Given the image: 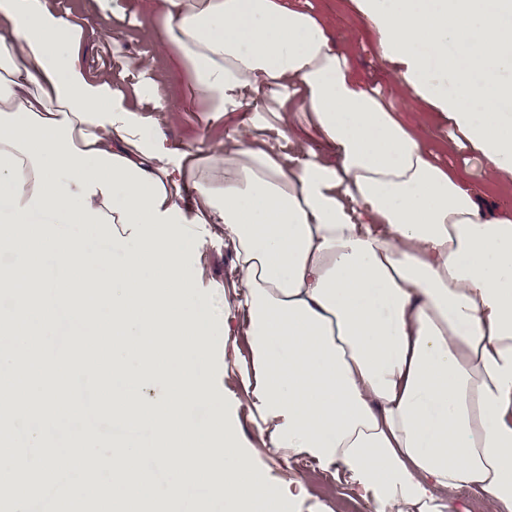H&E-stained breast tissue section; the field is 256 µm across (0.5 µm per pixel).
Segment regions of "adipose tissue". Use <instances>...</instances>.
<instances>
[{
	"label": "adipose tissue",
	"instance_id": "adipose-tissue-1",
	"mask_svg": "<svg viewBox=\"0 0 512 512\" xmlns=\"http://www.w3.org/2000/svg\"><path fill=\"white\" fill-rule=\"evenodd\" d=\"M354 3L403 66L395 87L459 139L425 144L295 0H164L147 36L224 115L222 139L173 144L129 103L170 107L148 58L128 59L125 94L86 67L70 17L0 0V340L79 325L67 341L101 415L151 436L101 447L117 512H180L191 486L224 512L278 499L236 425L191 417L214 336L187 261L213 225L234 251L224 388L242 389L260 446L380 488L373 512H434L460 487L512 512V217L499 183L440 162L466 142L512 173V0Z\"/></svg>",
	"mask_w": 512,
	"mask_h": 512
}]
</instances>
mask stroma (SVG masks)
I'll return each instance as SVG.
<instances>
[{
	"mask_svg": "<svg viewBox=\"0 0 512 512\" xmlns=\"http://www.w3.org/2000/svg\"><path fill=\"white\" fill-rule=\"evenodd\" d=\"M55 11L79 19L85 39L82 51L90 69L99 72L124 89L137 82L136 72L127 70L128 58L146 55L152 59L151 79L168 94L169 111L157 119L174 144L194 145L202 136L214 139L224 135V117L214 112H187L184 99L191 95L181 73L184 65L167 44L149 38L147 25L157 23L158 0H112V7L120 9L125 19L118 30L119 44L100 40L97 31L104 20L99 0H48ZM314 10L329 26L342 46L352 51L355 70L381 86L383 96L394 111L411 112L415 103L411 97L400 94L392 86V64L383 62L374 51V35L364 30L353 0H310ZM204 275L198 282L200 292L209 296L213 308L216 333L224 331V293L231 290L233 281V253L224 244V232L215 229L212 243L201 259ZM200 370L212 393V403L194 408V418H209L215 410H226L228 416L237 413L238 394L224 390V343L216 341L211 358ZM240 440L243 454L252 468L262 471L269 484L281 491V512H347L356 506L358 512H372V491L345 476L331 473L315 461L303 457L286 462L260 447L254 439L251 424H242Z\"/></svg>",
	"mask_w": 512,
	"mask_h": 512,
	"instance_id": "1",
	"label": "stroma"
}]
</instances>
